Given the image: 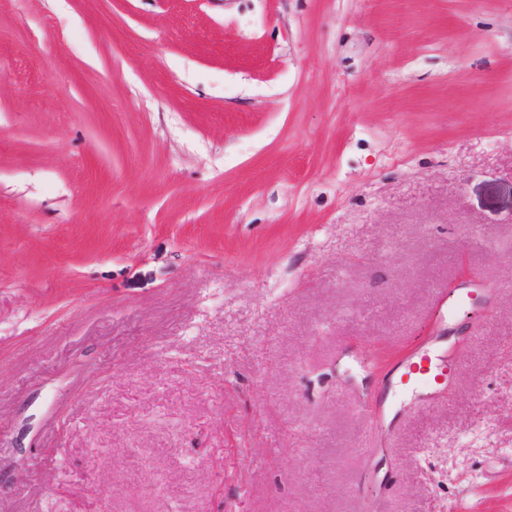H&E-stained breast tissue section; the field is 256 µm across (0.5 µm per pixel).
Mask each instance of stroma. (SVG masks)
<instances>
[{"instance_id":"1","label":"stroma","mask_w":512,"mask_h":512,"mask_svg":"<svg viewBox=\"0 0 512 512\" xmlns=\"http://www.w3.org/2000/svg\"><path fill=\"white\" fill-rule=\"evenodd\" d=\"M0 512H512V0H0ZM454 368L448 353L439 355L434 348H419L402 367L397 384L428 399L443 388Z\"/></svg>"}]
</instances>
